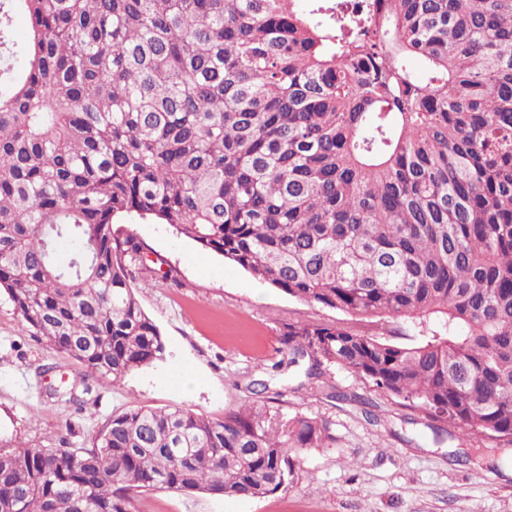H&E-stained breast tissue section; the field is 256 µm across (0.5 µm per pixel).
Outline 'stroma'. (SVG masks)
Segmentation results:
<instances>
[{"mask_svg": "<svg viewBox=\"0 0 512 512\" xmlns=\"http://www.w3.org/2000/svg\"><path fill=\"white\" fill-rule=\"evenodd\" d=\"M124 230L143 243L148 265L174 270V283L137 290L162 335V358L113 383L33 336L0 295V446L87 448L94 431L134 408L220 419L252 401L247 386L260 379L273 406L329 420L335 445L303 451L274 494L152 490L137 495L139 512H512V446L436 442L416 412L334 366L322 380L341 392L338 400L303 389L300 369L274 368L285 355V323L343 322L374 336L391 335L393 325L301 302L201 254L167 225L137 220ZM368 408L375 421L366 420Z\"/></svg>", "mask_w": 512, "mask_h": 512, "instance_id": "35a3bbf8", "label": "stroma"}]
</instances>
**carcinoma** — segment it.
Instances as JSON below:
<instances>
[{
  "label": "carcinoma",
  "instance_id": "obj_1",
  "mask_svg": "<svg viewBox=\"0 0 512 512\" xmlns=\"http://www.w3.org/2000/svg\"><path fill=\"white\" fill-rule=\"evenodd\" d=\"M299 2L0 0V291L118 383L164 344L133 286L154 271L116 225L166 224L309 305L438 317L411 345L343 322L281 341L313 392L339 367L437 439L512 445V0ZM335 443L266 399L220 420L131 409L90 449L0 446V512L261 498L291 453Z\"/></svg>",
  "mask_w": 512,
  "mask_h": 512
}]
</instances>
